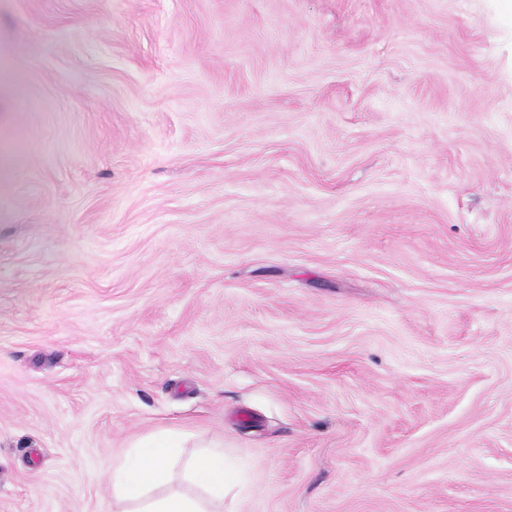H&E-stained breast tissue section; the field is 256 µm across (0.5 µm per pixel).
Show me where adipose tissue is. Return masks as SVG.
I'll list each match as a JSON object with an SVG mask.
<instances>
[{"instance_id": "1", "label": "adipose tissue", "mask_w": 512, "mask_h": 512, "mask_svg": "<svg viewBox=\"0 0 512 512\" xmlns=\"http://www.w3.org/2000/svg\"><path fill=\"white\" fill-rule=\"evenodd\" d=\"M172 454L166 439L154 438L131 461L116 466L112 482L117 500L133 503V512H213V504L223 503L236 489V471L225 463L223 454L214 452L194 459L185 473L189 482L205 491V498L177 492L155 495V488L166 479Z\"/></svg>"}]
</instances>
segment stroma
Returning a JSON list of instances; mask_svg holds the SVG:
<instances>
[{
    "instance_id": "35a3bbf8",
    "label": "stroma",
    "mask_w": 512,
    "mask_h": 512,
    "mask_svg": "<svg viewBox=\"0 0 512 512\" xmlns=\"http://www.w3.org/2000/svg\"><path fill=\"white\" fill-rule=\"evenodd\" d=\"M512 512V0H0V512ZM130 461L113 468L112 482L118 502L136 504L120 512H219L209 507L224 503V496L238 486V475L224 455L213 452L197 457L188 467L185 478L203 489L208 498L199 499L177 492L157 496L153 490L165 481L166 463L174 448L162 437L152 438Z\"/></svg>"
}]
</instances>
